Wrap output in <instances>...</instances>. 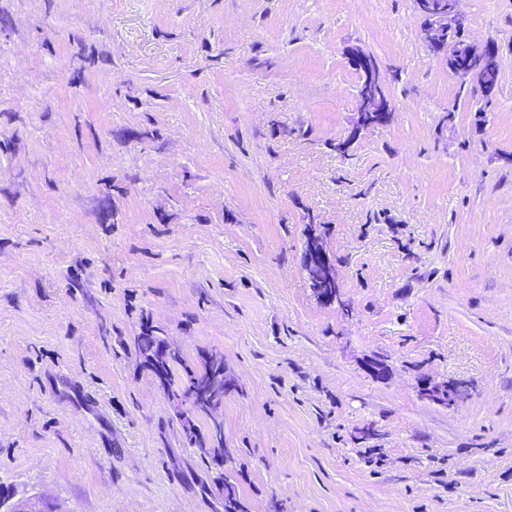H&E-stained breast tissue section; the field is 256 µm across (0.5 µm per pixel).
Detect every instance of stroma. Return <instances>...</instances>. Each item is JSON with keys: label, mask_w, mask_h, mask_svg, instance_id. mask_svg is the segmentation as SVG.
<instances>
[{"label": "stroma", "mask_w": 512, "mask_h": 512, "mask_svg": "<svg viewBox=\"0 0 512 512\" xmlns=\"http://www.w3.org/2000/svg\"><path fill=\"white\" fill-rule=\"evenodd\" d=\"M487 112L413 0H0V485L55 512H512V0ZM376 62L393 113L337 152ZM341 305L301 269L309 225ZM224 357L188 444L143 331ZM384 359V376L367 365ZM462 380L448 408L418 378Z\"/></svg>", "instance_id": "obj_1"}]
</instances>
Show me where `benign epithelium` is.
Listing matches in <instances>:
<instances>
[{
  "label": "benign epithelium",
  "mask_w": 512,
  "mask_h": 512,
  "mask_svg": "<svg viewBox=\"0 0 512 512\" xmlns=\"http://www.w3.org/2000/svg\"><path fill=\"white\" fill-rule=\"evenodd\" d=\"M459 0H418L417 12L421 21L423 39L430 52L442 58L448 70L457 78L477 83L486 97H491L498 83L500 73L499 59L483 45L469 40L455 44L448 43V33L465 29V18L458 11ZM351 57L359 60L361 81L358 89L360 107L353 123L350 138L336 144V150L347 153L357 136L374 119H384L387 108L386 92L377 68L357 51H351ZM302 271L305 273L317 299L324 303L338 301L336 271L323 240L309 235L302 254ZM205 390L212 394L209 407L224 402V372L209 378ZM420 395L439 405L454 406L467 396V385L461 381H451L438 385L429 380L419 383ZM0 512H49L47 505L39 508L28 500L16 498L14 490L0 492Z\"/></svg>",
  "instance_id": "1"
}]
</instances>
